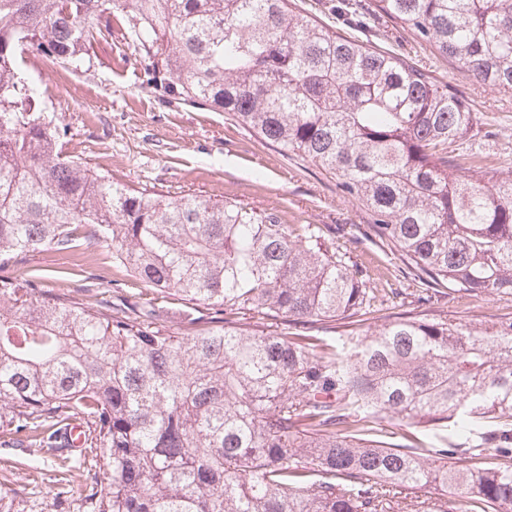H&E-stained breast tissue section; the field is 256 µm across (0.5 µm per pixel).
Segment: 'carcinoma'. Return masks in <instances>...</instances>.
Listing matches in <instances>:
<instances>
[{"label": "carcinoma", "instance_id": "1", "mask_svg": "<svg viewBox=\"0 0 512 512\" xmlns=\"http://www.w3.org/2000/svg\"><path fill=\"white\" fill-rule=\"evenodd\" d=\"M473 81L512 89V0H374ZM143 84L226 112L334 175L370 213L363 236L436 285L512 294V166L448 145L472 101L411 58L367 45L288 0H0V428L49 448L67 501L83 425L100 482L91 512H512V318L398 312L364 328L375 289L319 228L278 212L137 190L62 157L19 58L91 59L112 11ZM112 261L142 294L94 300L9 273L54 252ZM334 334L305 342L307 327ZM396 417L388 442L365 425ZM495 461H487V451Z\"/></svg>", "mask_w": 512, "mask_h": 512}]
</instances>
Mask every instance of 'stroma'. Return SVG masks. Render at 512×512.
<instances>
[{
  "label": "stroma",
  "instance_id": "stroma-1",
  "mask_svg": "<svg viewBox=\"0 0 512 512\" xmlns=\"http://www.w3.org/2000/svg\"><path fill=\"white\" fill-rule=\"evenodd\" d=\"M294 2L297 9L332 29L409 55L465 94L480 117L479 132L449 145V153L475 154L489 168L512 165V92L469 79L412 30L379 15L374 0H362L360 17L338 14V0ZM20 71L37 84L42 114L68 126L65 152L109 173L115 181L165 195H199L257 210L273 208L294 229L317 225L325 245L347 249L386 308L399 312L419 308L462 322L512 318V295H468L450 288L428 295L389 247L368 239L353 242L370 216L342 193L335 176L260 139L227 113L177 104L142 86L130 39L118 34L98 39L90 62L77 68H51L30 54ZM54 267L66 268L67 274L59 281L45 279V287L59 286L77 297L107 286L128 295L140 290L124 269L113 266L112 254L105 248L92 261L79 264L52 252L26 256L17 269L25 273ZM4 439L0 432V488L14 493L17 512H87L79 492L92 483V471L74 470V493L63 507H56L50 494L54 486L50 451L8 448Z\"/></svg>",
  "mask_w": 512,
  "mask_h": 512
}]
</instances>
